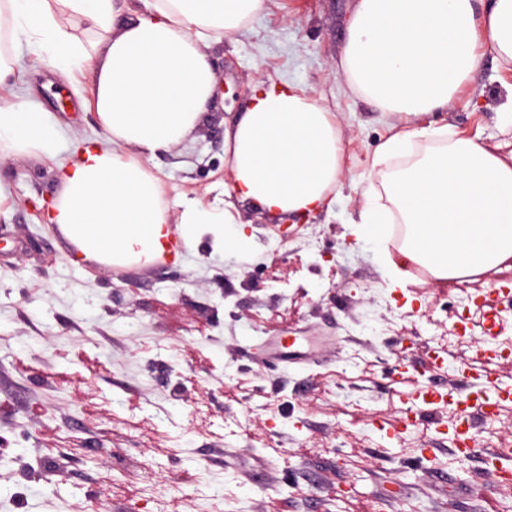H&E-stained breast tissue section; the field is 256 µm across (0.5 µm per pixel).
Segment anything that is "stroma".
<instances>
[{
  "mask_svg": "<svg viewBox=\"0 0 512 512\" xmlns=\"http://www.w3.org/2000/svg\"><path fill=\"white\" fill-rule=\"evenodd\" d=\"M354 4L263 0L244 29L209 48L221 90L207 119L147 162L163 184L169 222L190 201L234 205L254 241L248 254L219 248L206 233L177 264L129 269L120 279L93 261L72 263L71 244L41 212L56 191L53 162L0 157V465L12 470L0 478L4 512H88L94 497L109 498L112 512H134L147 469L173 489L160 512H208L228 482L237 512H266L272 496L282 512H401L405 504L412 512H502L478 458L434 472L374 427L373 409L400 386L398 363L435 388L474 384L459 374L470 352L436 370L424 348L402 347L426 328L413 314L418 304L439 319L454 311L455 281L391 288L374 246L350 234L376 179L373 156L403 125L335 76ZM46 59L23 44L0 107L40 105L59 125L66 154L103 136L92 77ZM260 78L296 84L335 115L344 175L331 209L284 221L237 203L224 129ZM510 98L512 69L488 54L457 99L420 122L479 136L512 163V126L502 118ZM286 225L291 237L273 239ZM273 256L284 271L278 288L267 270ZM266 314L282 315L281 330L296 339L287 359L258 352ZM172 339L202 350L208 364L170 355ZM74 345L105 364L92 387L85 364L60 355ZM354 349L362 368L340 374ZM20 355L28 372L14 368ZM231 378L252 384L231 396ZM47 428L56 433L55 464L30 469ZM158 442L164 453H152Z\"/></svg>",
  "mask_w": 512,
  "mask_h": 512,
  "instance_id": "obj_1",
  "label": "stroma"
}]
</instances>
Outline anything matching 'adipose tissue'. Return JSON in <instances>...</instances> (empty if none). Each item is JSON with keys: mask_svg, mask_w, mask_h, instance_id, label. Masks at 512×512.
I'll return each mask as SVG.
<instances>
[{"mask_svg": "<svg viewBox=\"0 0 512 512\" xmlns=\"http://www.w3.org/2000/svg\"><path fill=\"white\" fill-rule=\"evenodd\" d=\"M262 0H0V85L15 52L38 39L67 72L89 67L105 141L76 144L56 165L48 220L86 258L150 264L168 222L159 179L145 158L169 150L202 122L218 80L211 42L241 30ZM490 51L512 65V0H357L336 76L382 114L416 119L447 107ZM60 133L24 101L0 107V156L54 157ZM232 189L275 218L329 205L343 172V136L331 112L295 85L258 81L224 132ZM386 204L367 202L352 235L381 249L392 285L419 265L436 281L463 278L512 257V164L476 139L416 124L373 159ZM183 243L202 230L247 253L234 210L190 202ZM399 224L397 252L385 251Z\"/></svg>", "mask_w": 512, "mask_h": 512, "instance_id": "ef3b65f1", "label": "adipose tissue"}]
</instances>
